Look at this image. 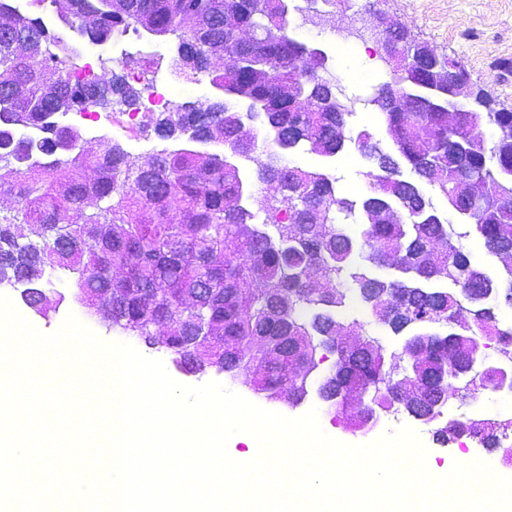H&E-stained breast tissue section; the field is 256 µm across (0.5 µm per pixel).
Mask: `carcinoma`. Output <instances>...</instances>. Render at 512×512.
I'll return each mask as SVG.
<instances>
[{"label":"carcinoma","mask_w":512,"mask_h":512,"mask_svg":"<svg viewBox=\"0 0 512 512\" xmlns=\"http://www.w3.org/2000/svg\"><path fill=\"white\" fill-rule=\"evenodd\" d=\"M66 26L101 41L122 29L178 39L176 66L184 77L210 76L221 94L204 110L181 104L159 113L157 136L185 138L144 161L117 143L81 146L80 132L57 120L85 100L94 107L136 104L142 91L111 70L88 83L75 76L67 42L36 17L0 10V196L14 198L0 216V282L25 285L30 304L47 272L74 270L79 295L101 308L126 333L177 356L188 371L224 357V371L250 373L262 397L298 403L326 359L336 356L319 386L329 412L354 430L369 431L394 401L430 423L460 382L457 370L480 358L478 335H512L489 297L512 308V111H474L472 103L440 94L430 68L464 61L435 56L415 41L398 51L401 81L431 110H388L382 84L368 103L383 116L391 146L425 183L437 188L469 220L456 232L426 202L418 185L363 130L358 147L376 160L371 191L356 202L338 195L326 173L289 167L283 151L302 143L335 155L346 140L348 113L336 111L333 80L299 69L311 49L291 36L285 0H40ZM250 33L235 69H211L214 59ZM261 118L278 152L259 162L256 176L276 183L278 195L260 200L265 222L242 204L237 164L197 144L220 143L249 158L255 142L240 139L244 122L232 102ZM457 112L448 115V108ZM497 127L496 141L477 135ZM37 128V140L14 139ZM360 208L364 222L351 234L340 219ZM473 237L501 263L495 280L474 265L453 238ZM393 269L374 278L366 266ZM446 280L452 291L429 288ZM359 301L396 336L411 329L400 351L388 350L358 320L339 312ZM447 326V334L433 331ZM233 346V354L227 347ZM478 370V384L498 388L494 370ZM491 419H455L437 431L450 445L469 434L500 450L512 466V446Z\"/></svg>","instance_id":"obj_1"}]
</instances>
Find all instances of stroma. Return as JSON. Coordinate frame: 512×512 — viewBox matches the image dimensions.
Returning a JSON list of instances; mask_svg holds the SVG:
<instances>
[{"label":"stroma","instance_id":"stroma-1","mask_svg":"<svg viewBox=\"0 0 512 512\" xmlns=\"http://www.w3.org/2000/svg\"><path fill=\"white\" fill-rule=\"evenodd\" d=\"M371 8L398 20L408 34L428 44L437 53L463 59L473 83L492 97L497 107L512 110V0H347L346 4L321 19L312 22L298 17L291 19L294 38L309 47L328 51V75L335 78L343 98L354 101L355 106L347 118L344 148L336 156L312 152L309 145L303 144L286 152L284 162L289 166L331 174L336 180L338 193L352 200L367 194L371 182L369 173L374 169L372 161L357 146L358 132L368 130L375 140L380 141L383 149L391 147L382 114L363 107L361 103L362 98L374 88L390 79L389 65L382 60L373 36L364 29L366 12ZM61 121L74 124L82 135L84 149L88 151L96 150L100 140L105 138L121 144L131 157L141 160L166 146L165 141L155 135L153 120L149 117L122 131L105 122L76 121L69 115L62 116ZM74 280V274L65 270L48 272L42 288L53 308L44 317L24 304L17 286L0 284V295L9 297L17 312L41 332H55L72 314L103 341H130L144 356L161 360L167 372L178 382L200 385V378L181 372L168 353L145 347L140 339H127L124 333L110 328L103 318L90 315L76 296ZM247 379L248 374L243 370L232 376L220 374L216 377L217 382L227 389L245 399L255 400L257 406L290 418L317 409L322 430L343 443L367 444L382 434L406 426L422 433L427 459L433 465L450 467L464 464L473 454L488 463L495 474L512 478V468L502 465L500 455L494 449L478 446L467 454L458 445L444 447L438 444L435 440L437 423L426 424L402 412L382 417L370 432L353 433L332 419L317 392H310L306 400L295 407L282 402L269 403L254 398ZM472 400L477 402L478 408L471 412L467 404ZM466 411L476 419L512 421V395L480 388L468 400L456 392H449L444 418Z\"/></svg>","mask_w":512,"mask_h":512}]
</instances>
